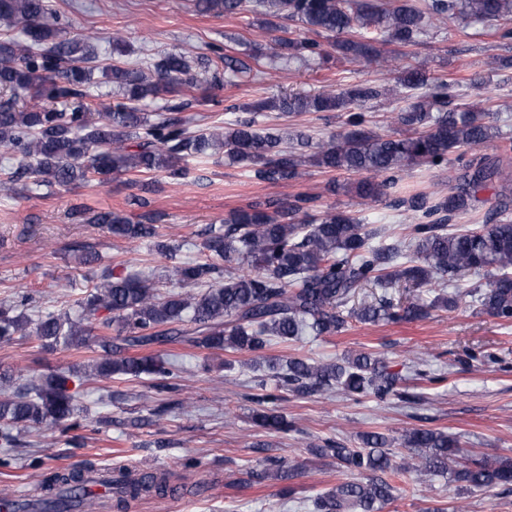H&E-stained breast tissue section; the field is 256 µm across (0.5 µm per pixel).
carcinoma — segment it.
I'll return each mask as SVG.
<instances>
[{
	"label": "carcinoma",
	"mask_w": 512,
	"mask_h": 512,
	"mask_svg": "<svg viewBox=\"0 0 512 512\" xmlns=\"http://www.w3.org/2000/svg\"><path fill=\"white\" fill-rule=\"evenodd\" d=\"M202 13L227 17L252 14L275 31L272 19L296 21L306 36L272 37L261 54L273 59L322 57L327 50L350 63H376L394 75L398 86L411 92L408 103L393 116L404 128L382 135L370 127L367 104L390 89L368 81L346 84L317 94H285L238 108L240 114L224 125L191 129L195 119L182 112L204 107L208 95L194 96L158 112H145L149 97L176 96L198 87L192 51L179 49L138 64L93 65L97 53L91 38H68L48 0H0V29H22L26 40H0V148L20 156L10 176L0 180V191L17 186H67L95 175L106 182L112 175L163 172L172 180L187 178L190 158L224 151L232 163L253 167L254 177L275 185L296 182L312 165L326 172L365 175L355 182L360 205L383 199L397 211L412 214L406 227L410 255L398 261L401 244L375 245L378 232L366 218L329 209L313 222L305 217L315 198L296 194L286 201L254 202L235 209L222 224H211L200 246L203 262L174 265L166 280L172 290L163 293L150 273L112 271L78 301L81 316L41 312L32 319L24 310L33 303L29 292L0 302V342L32 331L48 348L60 345L79 349L87 345L92 329L84 324L101 312L100 357L77 368L51 370L33 380L14 382L8 372L0 381L16 383L0 396V448L19 444L15 430L42 427L73 431L81 427L84 409L80 388L89 375L109 380L115 375L162 379L176 375L175 364L152 355L127 356L125 348H147L169 341L189 342L197 348L257 354L270 340L283 343L306 334L332 336L348 319L361 323L422 319L434 309L458 307L460 295L437 294L403 304L386 289L399 282L431 288L444 276L465 272L488 278L486 289L473 295L480 310L504 321L512 320V219L501 209L472 230L450 227V221L468 213L474 194L495 175L509 179L502 164L484 157L465 159L466 151L493 141L498 129L486 112L462 108L453 102L452 85L427 70L402 64L401 55L386 54L385 45L412 47L429 31L464 17L490 23L501 38H512V0H195ZM99 72L118 88L121 98L112 108L92 116L84 104L87 89ZM73 104L70 112L56 104ZM288 117L300 112H343L346 130L316 143L302 129L264 125L267 113ZM465 160L464 184L448 193L399 192V173L417 164L444 170L448 155ZM88 223L114 237L147 242L163 257L177 246L160 240L152 217L132 222L112 211L92 213ZM367 285L385 289L371 303L348 308L356 290ZM196 286L197 294L179 289ZM192 327H186V324ZM116 330L117 336L108 335ZM276 388L314 393L339 390L359 400L371 395L380 402L392 397L412 403L415 396L397 388L400 377L390 373L374 353H351L343 359L309 363L302 358L270 361ZM277 395L256 398L264 410L255 422L270 431L290 428L286 418L269 405ZM363 447L346 448L327 440L319 455L336 460L341 469L356 475L336 484L313 500V512H382L399 492L395 479L416 472L448 474L467 489L512 487V459L494 464L472 455L458 458L457 441L446 432L413 429L401 445L412 455L396 461L395 439L379 432L361 436ZM286 462L269 461L264 471L250 472L261 480L274 473L288 477ZM84 470L56 472L44 481L50 496L41 500L43 512H72L89 508L91 493ZM167 494L165 481L144 476L135 481L112 480L116 507L125 509L144 493Z\"/></svg>",
	"instance_id": "carcinoma-1"
}]
</instances>
